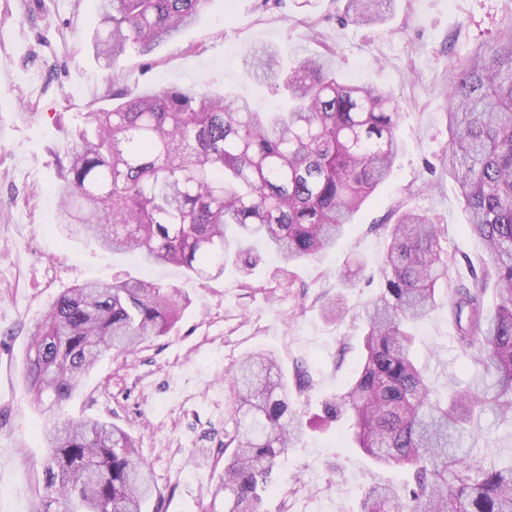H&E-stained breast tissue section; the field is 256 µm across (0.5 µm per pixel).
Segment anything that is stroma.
<instances>
[{"mask_svg":"<svg viewBox=\"0 0 512 512\" xmlns=\"http://www.w3.org/2000/svg\"><path fill=\"white\" fill-rule=\"evenodd\" d=\"M91 3L0 0V512H34L48 459L43 419L22 382L31 332L66 288L116 275L150 276L190 304L167 335L148 337L128 357H105L64 411L132 430L158 490L151 512H211L234 427L226 369L259 350L275 352L287 370L305 366L314 387L291 399L309 421L323 396L343 392L363 352V307L382 284L386 242L376 225L399 208L419 210L446 225L454 277L485 266L480 240L465 230L458 185L440 166L448 148L444 75L451 59L491 44L512 0H396L392 17L375 26L343 22L344 0H207L176 40L146 58L128 54L112 75L91 48ZM328 45L339 78L399 100L401 151L386 185L319 259L286 272L260 248L250 278L230 264L203 284L181 268H148L135 255L66 236L53 187L85 112L111 107L112 86L140 94L206 82L271 107L275 97L247 72L253 49L291 61ZM355 258L365 263L363 277L341 288L338 273ZM336 296L348 308L340 319L325 312ZM418 333V355L437 379L464 376L447 290ZM405 477L352 448L344 422L310 424L278 459L266 512H355L366 485ZM301 486L310 495L297 507Z\"/></svg>","mask_w":512,"mask_h":512,"instance_id":"obj_1","label":"stroma"}]
</instances>
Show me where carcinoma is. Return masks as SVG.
<instances>
[{
	"mask_svg": "<svg viewBox=\"0 0 512 512\" xmlns=\"http://www.w3.org/2000/svg\"><path fill=\"white\" fill-rule=\"evenodd\" d=\"M206 0H93L92 46L107 71L174 39ZM395 0H346L343 20L378 24ZM249 70L287 100L262 112L231 92L160 86L85 113L55 188L58 221L114 253L136 252L201 280L233 263L245 277L262 241L287 267L336 245L360 207L388 181L401 145L392 93L349 84L335 52L285 67L268 47ZM448 150L443 166L482 240L488 262L448 294L467 374L437 383L414 354L412 327L435 306L455 259L442 225L412 209L384 227L382 286L364 306V355L346 390L324 398V423L347 419L353 447L407 472L401 488L371 485L357 512H512V457L479 444L486 412L512 423V15L493 44L448 65ZM365 265L339 274L352 288ZM497 306H485L489 285ZM189 299L149 279L77 284L63 291L31 334L22 379L44 417L49 452L37 512H148L150 469L124 428L74 419L63 405L102 355L119 358L148 336L168 334ZM237 395L234 430L213 496L224 512H265L277 458L300 438L302 421L270 351L227 372Z\"/></svg>",
	"mask_w": 512,
	"mask_h": 512,
	"instance_id": "cac0c4a2",
	"label": "carcinoma"
}]
</instances>
